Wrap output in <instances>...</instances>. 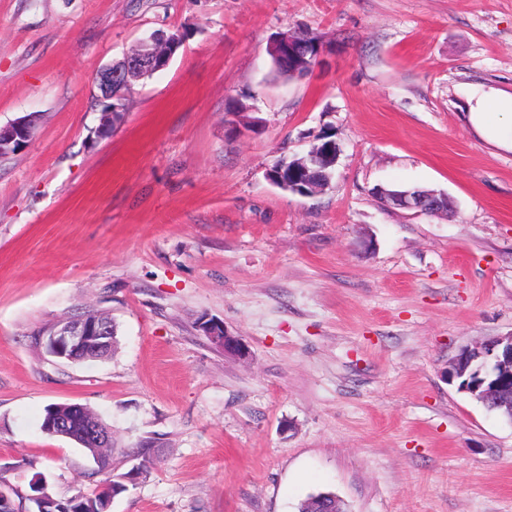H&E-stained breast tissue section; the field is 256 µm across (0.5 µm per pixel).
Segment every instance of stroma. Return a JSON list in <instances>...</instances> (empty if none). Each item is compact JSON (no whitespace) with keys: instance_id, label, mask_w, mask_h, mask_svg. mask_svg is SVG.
<instances>
[{"instance_id":"35a3bbf8","label":"stroma","mask_w":512,"mask_h":512,"mask_svg":"<svg viewBox=\"0 0 512 512\" xmlns=\"http://www.w3.org/2000/svg\"><path fill=\"white\" fill-rule=\"evenodd\" d=\"M187 31L101 140L99 68ZM323 43L278 77L272 34ZM512 94V0H0V483L58 497L160 460L111 512H512V423L447 381L449 358L512 332V151L468 120ZM244 105L252 132L231 134ZM328 187L273 184L321 135ZM448 194L432 216L378 187ZM108 313V357L49 356V324ZM223 322L250 354L197 326ZM112 429L99 468L41 430L47 406ZM34 128L27 121H15L7 126H0V153L16 149L22 152L31 142ZM198 328L205 336H208L215 343L220 344L224 348L225 355L237 358H246L249 356L247 345L241 338L229 333L224 328L222 322L203 317L198 319Z\"/></svg>"}]
</instances>
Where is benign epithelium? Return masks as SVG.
<instances>
[{
    "label": "benign epithelium",
    "instance_id": "benign-epithelium-1",
    "mask_svg": "<svg viewBox=\"0 0 512 512\" xmlns=\"http://www.w3.org/2000/svg\"><path fill=\"white\" fill-rule=\"evenodd\" d=\"M179 47V39L173 34L157 33L141 41L123 57V69L116 72L106 67L97 73L100 101L114 99L112 78L117 77L127 90L166 67ZM270 53L295 71H310L309 50L300 45L293 33L280 34L269 45ZM34 128L26 121H15L0 126V153L14 149L22 152L31 142ZM336 143L326 141L311 150L309 157L335 164ZM273 181L284 189L301 195H309L327 184L325 180L311 177L305 160L288 165V171L272 173ZM384 201L407 210L438 214L448 207V196L426 189L402 191L379 190ZM198 328L212 341L224 348V354L237 358L249 356L248 346L241 338L224 328V323L198 319ZM107 324L94 315H83L58 321L45 329L40 336L41 345L57 359L75 362L100 355L112 349L113 337L106 335ZM449 382H457L458 390L484 402L508 403L512 395V332L493 336L473 346H465L448 362L446 371ZM46 432L65 436L78 445L90 448H108L112 445V428L91 417L82 405L72 404L66 410L50 415Z\"/></svg>",
    "mask_w": 512,
    "mask_h": 512
}]
</instances>
